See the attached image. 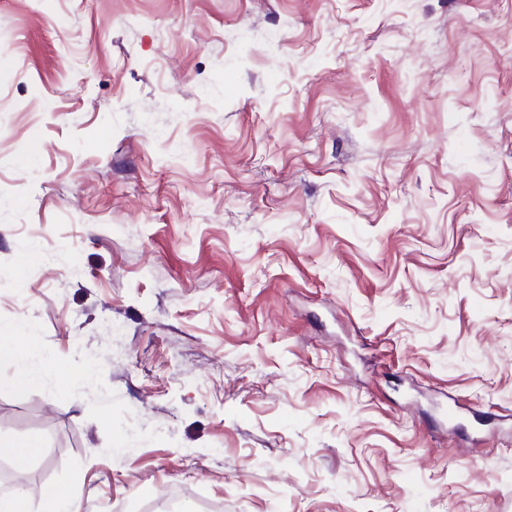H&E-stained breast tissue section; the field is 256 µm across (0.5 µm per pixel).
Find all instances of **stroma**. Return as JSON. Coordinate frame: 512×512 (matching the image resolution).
<instances>
[{"mask_svg":"<svg viewBox=\"0 0 512 512\" xmlns=\"http://www.w3.org/2000/svg\"><path fill=\"white\" fill-rule=\"evenodd\" d=\"M13 323L32 500L512 512V0H0ZM0 336V364L8 363L19 367L25 373V381L29 382L45 375H61L59 365L50 358L32 360L25 343V336L14 340H6ZM41 497L44 501L42 512H78L74 499L61 488L45 487Z\"/></svg>","mask_w":512,"mask_h":512,"instance_id":"stroma-1","label":"stroma"}]
</instances>
